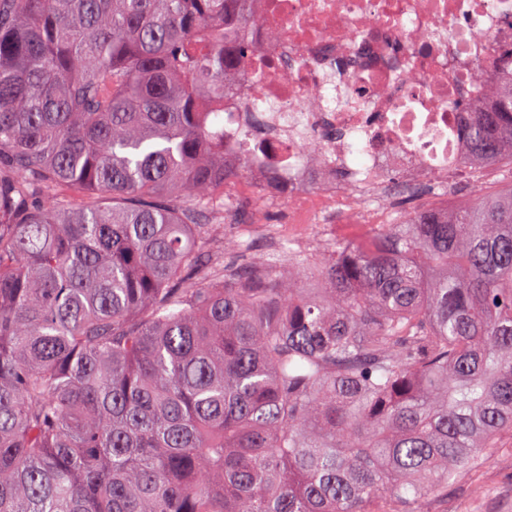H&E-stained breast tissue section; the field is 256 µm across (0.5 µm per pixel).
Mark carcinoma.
Returning a JSON list of instances; mask_svg holds the SVG:
<instances>
[{"label": "carcinoma", "mask_w": 512, "mask_h": 512, "mask_svg": "<svg viewBox=\"0 0 512 512\" xmlns=\"http://www.w3.org/2000/svg\"><path fill=\"white\" fill-rule=\"evenodd\" d=\"M228 16L0 0V512H421L512 430V185L224 267Z\"/></svg>", "instance_id": "carcinoma-1"}]
</instances>
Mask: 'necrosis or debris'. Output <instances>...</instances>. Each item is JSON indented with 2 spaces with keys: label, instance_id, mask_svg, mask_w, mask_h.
I'll use <instances>...</instances> for the list:
<instances>
[{
  "label": "necrosis or debris",
  "instance_id": "1",
  "mask_svg": "<svg viewBox=\"0 0 512 512\" xmlns=\"http://www.w3.org/2000/svg\"><path fill=\"white\" fill-rule=\"evenodd\" d=\"M224 26L252 53L224 89L232 197L263 190L292 224H381L401 197L448 206L465 145L455 105L480 108L512 50V0H249ZM361 58L336 73L332 60ZM398 175L397 186L382 174ZM317 186L316 195L306 192Z\"/></svg>",
  "mask_w": 512,
  "mask_h": 512
}]
</instances>
